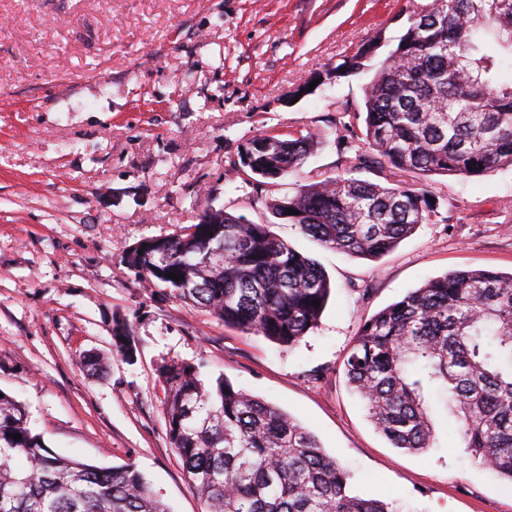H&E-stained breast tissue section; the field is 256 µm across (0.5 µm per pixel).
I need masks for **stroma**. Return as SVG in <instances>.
Wrapping results in <instances>:
<instances>
[{
  "label": "stroma",
  "mask_w": 512,
  "mask_h": 512,
  "mask_svg": "<svg viewBox=\"0 0 512 512\" xmlns=\"http://www.w3.org/2000/svg\"><path fill=\"white\" fill-rule=\"evenodd\" d=\"M406 0H0V391L22 402L54 453L100 467L134 464L172 512H204L166 433L158 371L205 361L311 431L359 495L395 512H512V485L475 461L438 415L429 448H394L344 373L364 320L452 270L512 271V169L414 177L440 204L379 259L323 248L269 224L270 198L347 172L343 126L396 48ZM363 72L297 94L375 33ZM313 134L302 169L273 184L239 175L257 132ZM227 208L318 262L332 291L295 346L224 326L153 290L123 250ZM134 363L113 355V316ZM110 359L87 375L82 353Z\"/></svg>",
  "instance_id": "obj_1"
}]
</instances>
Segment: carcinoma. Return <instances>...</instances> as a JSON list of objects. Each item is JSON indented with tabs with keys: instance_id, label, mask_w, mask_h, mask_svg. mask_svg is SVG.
<instances>
[{
	"instance_id": "obj_1",
	"label": "carcinoma",
	"mask_w": 512,
	"mask_h": 512,
	"mask_svg": "<svg viewBox=\"0 0 512 512\" xmlns=\"http://www.w3.org/2000/svg\"><path fill=\"white\" fill-rule=\"evenodd\" d=\"M405 11L396 48L365 88L362 130L351 123L337 141L348 168L376 165L392 185L338 175L267 205L302 234L359 258L385 255L437 216L438 204L406 178L512 169V64L504 66L512 60V0H409ZM365 58L346 56L313 79L353 75ZM314 145L300 131L261 132L246 145L250 162L241 157L234 169L268 183L300 170ZM122 262L224 325L288 347L317 326L332 290L325 271L268 225L227 210L220 224L143 238ZM111 339L112 352L134 362L124 321L112 319ZM81 364L93 378L108 370L96 353ZM203 367L172 360L159 378L167 436L205 512H395L352 494L349 473L298 421L222 374L204 382ZM345 374L376 429L409 453L430 446L439 393L466 452L512 484V273L454 270L408 292L364 321ZM0 512L169 508L131 464L103 468L51 452L25 407L5 394Z\"/></svg>"
}]
</instances>
